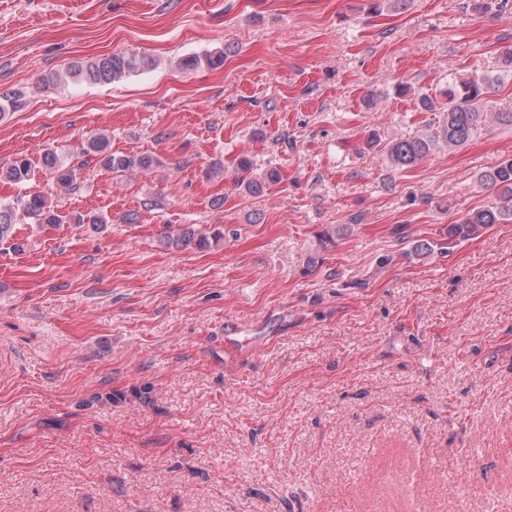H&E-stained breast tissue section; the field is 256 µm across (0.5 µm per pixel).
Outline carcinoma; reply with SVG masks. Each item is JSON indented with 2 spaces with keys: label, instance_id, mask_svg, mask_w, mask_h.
Returning a JSON list of instances; mask_svg holds the SVG:
<instances>
[{
  "label": "carcinoma",
  "instance_id": "carcinoma-1",
  "mask_svg": "<svg viewBox=\"0 0 512 512\" xmlns=\"http://www.w3.org/2000/svg\"><path fill=\"white\" fill-rule=\"evenodd\" d=\"M223 51H208L204 54L188 56L181 61L186 70L201 67L217 69L224 65ZM155 67V60L146 55L122 53L81 58L71 62L66 75L73 79L93 84L112 83L129 75L141 74ZM512 77V51L502 56V63L494 75L471 76L454 75L435 92L421 93L417 100L423 112H441L443 116L437 127L419 135L383 140L377 134L369 135L366 145L380 151L390 167L407 170L417 166L433 150L443 145L453 151L471 142L479 134L490 118L512 125V112H492L488 109V96L504 84L506 77ZM22 107V94L15 90L0 92V122L11 112ZM86 157L85 163L95 162L99 168L124 172L134 170L150 172L161 165L159 158L150 154L122 155L109 150V137L98 134L80 147ZM44 166L55 176L57 183L64 188L77 185L78 168L62 161L57 152L46 149L42 153ZM252 162L242 157L236 169L241 176L239 182L251 194L259 195L278 183L279 172L266 171L263 176H249ZM33 176L32 161L26 155H18L7 165L0 167V181L22 186ZM484 184L497 188V200L485 207L468 211L466 215L446 227L448 244L473 237L492 224L512 220V158L505 159L481 175ZM23 215L36 224H61L67 216L59 213L58 206L40 193L26 194L9 202L0 201V242L12 239L18 216ZM209 239L196 235L186 228L177 231L170 238V244L177 248L192 245L202 248Z\"/></svg>",
  "mask_w": 512,
  "mask_h": 512
}]
</instances>
